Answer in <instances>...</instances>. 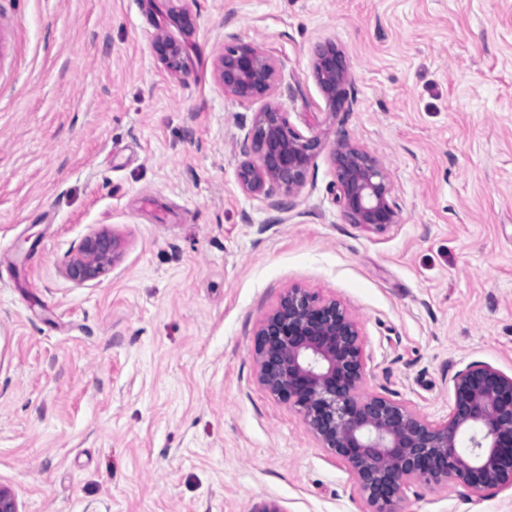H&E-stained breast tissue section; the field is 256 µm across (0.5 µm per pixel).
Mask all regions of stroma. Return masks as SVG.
<instances>
[{
	"label": "stroma",
	"instance_id": "stroma-1",
	"mask_svg": "<svg viewBox=\"0 0 512 512\" xmlns=\"http://www.w3.org/2000/svg\"><path fill=\"white\" fill-rule=\"evenodd\" d=\"M228 32L283 63L282 108L322 141L294 195L237 182ZM328 42L351 72L335 115L312 74ZM341 135L382 161L397 223L343 216ZM103 228L120 259L64 278ZM291 288L355 318L364 395L439 422L459 370L512 376V0H0V487L18 512H371L259 381L256 332ZM392 512H512V486L415 482ZM153 48L165 65L166 69L177 74L182 69V45L178 43L171 35L167 33L158 34L153 42Z\"/></svg>",
	"mask_w": 512,
	"mask_h": 512
}]
</instances>
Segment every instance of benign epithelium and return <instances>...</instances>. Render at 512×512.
<instances>
[{
  "label": "benign epithelium",
  "instance_id": "1",
  "mask_svg": "<svg viewBox=\"0 0 512 512\" xmlns=\"http://www.w3.org/2000/svg\"><path fill=\"white\" fill-rule=\"evenodd\" d=\"M153 48L166 69H182V45L156 36ZM313 75L330 113L351 109L350 70L333 43L318 48ZM224 93L241 104L264 102L253 116L237 166L240 187L269 199L288 196L305 181L320 146L290 122L275 95L283 85L281 62L235 34L224 37L215 62ZM338 200L350 224L382 228L398 222L396 205L380 159L343 136L332 150ZM121 254V242L102 229L83 239L64 264V276L78 284L104 275ZM260 382L302 417L312 434L349 467L372 512H391L405 486L455 482L478 494L512 485V376L472 363L453 378L448 419L432 423L409 406L360 393L364 362L357 323L334 300L290 288L263 319L255 340Z\"/></svg>",
  "mask_w": 512,
  "mask_h": 512
}]
</instances>
